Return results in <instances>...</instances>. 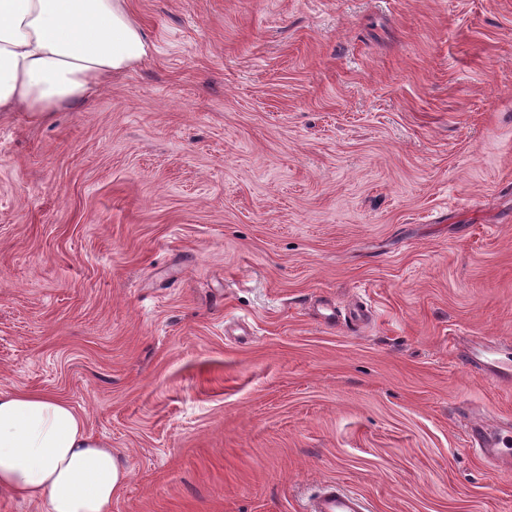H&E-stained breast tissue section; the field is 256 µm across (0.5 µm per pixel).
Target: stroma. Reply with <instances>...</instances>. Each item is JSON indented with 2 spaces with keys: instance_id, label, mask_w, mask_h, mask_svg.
Masks as SVG:
<instances>
[{
  "instance_id": "stroma-1",
  "label": "stroma",
  "mask_w": 512,
  "mask_h": 512,
  "mask_svg": "<svg viewBox=\"0 0 512 512\" xmlns=\"http://www.w3.org/2000/svg\"><path fill=\"white\" fill-rule=\"evenodd\" d=\"M132 12L142 63L0 113V389L85 414L112 512H512L448 351L512 367V0ZM364 502L336 485L324 482L314 497L310 512H364Z\"/></svg>"
}]
</instances>
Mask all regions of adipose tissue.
<instances>
[{"instance_id":"adipose-tissue-1","label":"adipose tissue","mask_w":512,"mask_h":512,"mask_svg":"<svg viewBox=\"0 0 512 512\" xmlns=\"http://www.w3.org/2000/svg\"><path fill=\"white\" fill-rule=\"evenodd\" d=\"M150 49L130 0H0V112L84 103ZM127 477L70 403L0 390V490L43 512H112Z\"/></svg>"}]
</instances>
